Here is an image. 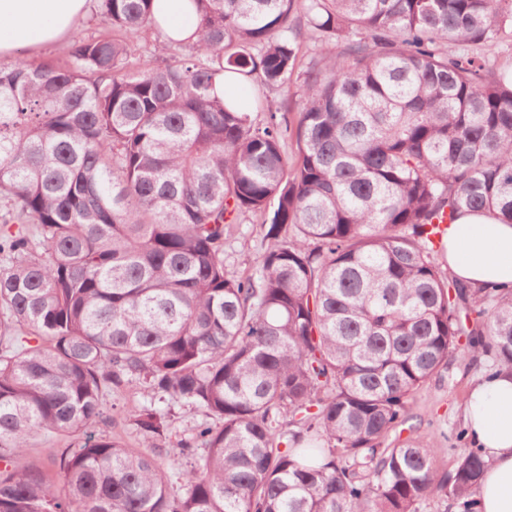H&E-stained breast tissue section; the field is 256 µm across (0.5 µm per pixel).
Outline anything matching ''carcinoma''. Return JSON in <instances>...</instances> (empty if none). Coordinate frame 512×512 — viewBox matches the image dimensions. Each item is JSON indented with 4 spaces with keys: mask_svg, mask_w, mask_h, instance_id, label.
I'll list each match as a JSON object with an SVG mask.
<instances>
[{
    "mask_svg": "<svg viewBox=\"0 0 512 512\" xmlns=\"http://www.w3.org/2000/svg\"><path fill=\"white\" fill-rule=\"evenodd\" d=\"M153 3L100 0L112 35L64 67L0 68V512H476L479 450L441 473L433 443H384L451 360L512 370V290L443 276L429 238L512 224V80L469 50L512 0H185L193 44ZM295 82L291 119L269 92ZM257 214L266 249L230 277ZM134 386L209 420L166 448L149 403L124 415L140 447L99 433ZM39 433L68 440L60 488L13 465ZM260 217H252L240 226L238 234L225 247V271L239 278L253 273L259 264L266 243Z\"/></svg>",
    "mask_w": 512,
    "mask_h": 512,
    "instance_id": "cac0c4a2",
    "label": "carcinoma"
}]
</instances>
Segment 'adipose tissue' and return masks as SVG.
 <instances>
[{
  "instance_id": "adipose-tissue-1",
  "label": "adipose tissue",
  "mask_w": 512,
  "mask_h": 512,
  "mask_svg": "<svg viewBox=\"0 0 512 512\" xmlns=\"http://www.w3.org/2000/svg\"><path fill=\"white\" fill-rule=\"evenodd\" d=\"M153 9L168 36L193 37L196 17L183 0H154ZM90 10L91 0H0V56L60 41ZM446 258L462 282L476 288H512V224L486 213L458 214L448 228ZM464 422L471 443L487 461L473 493L477 512H512V372L475 383Z\"/></svg>"
}]
</instances>
